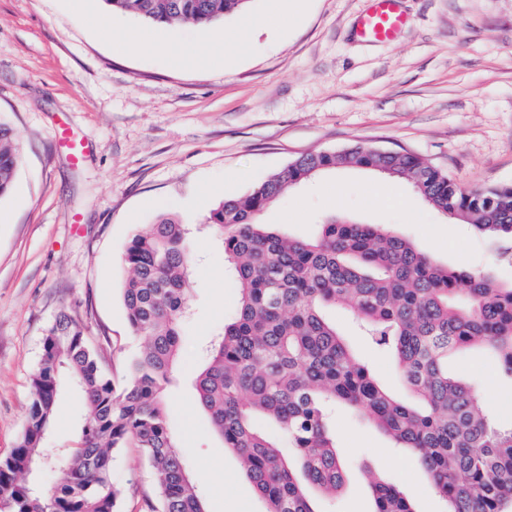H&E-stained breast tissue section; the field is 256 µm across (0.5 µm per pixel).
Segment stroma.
<instances>
[{
    "label": "stroma",
    "instance_id": "stroma-1",
    "mask_svg": "<svg viewBox=\"0 0 512 512\" xmlns=\"http://www.w3.org/2000/svg\"><path fill=\"white\" fill-rule=\"evenodd\" d=\"M275 0L250 11L269 24L224 61L189 66L181 47L223 42L242 17L211 27L154 26L109 12L103 0H0V122L17 136L21 162L0 198V459L11 455L32 401L42 338L59 314L83 327L116 386L141 346L122 303V263L133 231L171 215L191 225V314L174 380L172 431L207 512H262L232 450L214 434L196 401L193 376L203 347L224 328L238 293L224 276L221 241L204 230L218 199L300 156L357 143L410 152L461 187L512 184V0H404L412 22L391 42L358 40L363 0ZM106 16L109 31L92 22ZM143 33L158 52L128 53L121 40ZM82 141L72 163L62 128ZM385 224L442 265L494 271L512 280L468 224L430 208L404 183L367 169H339L292 189L262 216L295 238L316 235L326 218ZM336 326L379 379L403 393L390 355ZM456 371L512 425V381L493 358L473 350ZM81 410L72 392L58 403L52 447L78 442ZM336 446L346 483L318 512H372L365 476L397 482L420 512L442 503L416 458L395 450L365 417L336 410ZM119 512H151L152 470L140 449L112 458Z\"/></svg>",
    "mask_w": 512,
    "mask_h": 512
}]
</instances>
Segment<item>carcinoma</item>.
<instances>
[{
	"label": "carcinoma",
	"mask_w": 512,
	"mask_h": 512,
	"mask_svg": "<svg viewBox=\"0 0 512 512\" xmlns=\"http://www.w3.org/2000/svg\"><path fill=\"white\" fill-rule=\"evenodd\" d=\"M113 13L156 25L210 27L247 13L251 0H104ZM19 143L0 123V197L13 186ZM338 166L400 179L431 207L512 242V185L465 190L411 153L355 145L307 154L220 201L206 217L224 249L238 301L195 377L197 402L264 501V512H315L312 488L334 495L345 473L330 408L347 405L413 454L446 512H512V427H499L448 357L488 349L512 382V282L437 263L384 224L319 225L311 239L261 222L288 187ZM123 304L142 340L115 386L82 326L59 314L42 339L25 430L0 459V512H117L112 454L139 448L157 482L155 512H206L171 433L166 390L189 310L190 228L172 217L127 242ZM341 309L389 352L415 401L396 398L341 337L326 310ZM84 407L76 448L54 453L60 478L47 493L19 481L44 457L64 384ZM373 512H417L396 483L370 476Z\"/></svg>",
	"instance_id": "obj_1"
}]
</instances>
